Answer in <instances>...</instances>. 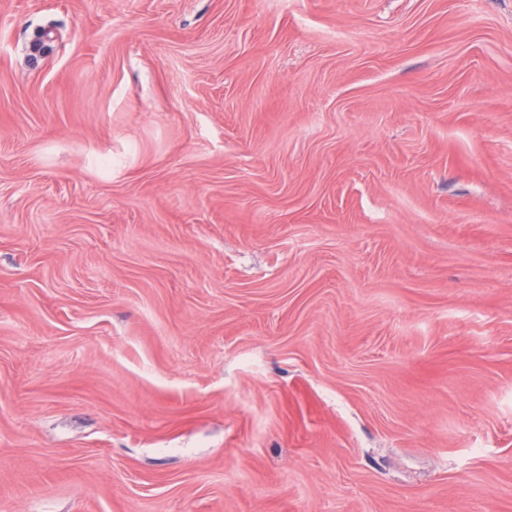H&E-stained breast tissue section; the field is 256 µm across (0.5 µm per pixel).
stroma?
<instances>
[{"label": "stroma", "mask_w": 512, "mask_h": 512, "mask_svg": "<svg viewBox=\"0 0 512 512\" xmlns=\"http://www.w3.org/2000/svg\"><path fill=\"white\" fill-rule=\"evenodd\" d=\"M0 512H512V0H0Z\"/></svg>", "instance_id": "obj_1"}]
</instances>
